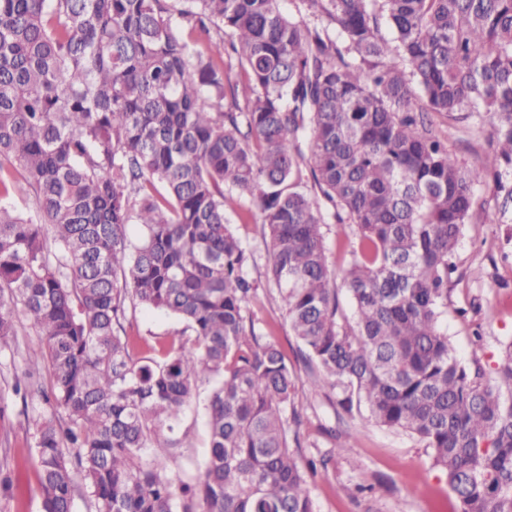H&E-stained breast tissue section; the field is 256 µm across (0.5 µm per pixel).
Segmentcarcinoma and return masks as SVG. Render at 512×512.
<instances>
[{"mask_svg": "<svg viewBox=\"0 0 512 512\" xmlns=\"http://www.w3.org/2000/svg\"><path fill=\"white\" fill-rule=\"evenodd\" d=\"M185 2L0 0V199L33 203L0 204V350L24 310L51 376L41 512H72L79 480L95 512H315L311 478L353 445L292 450L295 370L256 329L255 254L225 217L243 199L312 389L424 443L459 512H512V341L488 379L444 327L460 238L487 218L474 186L512 202V0ZM481 113L490 151L465 168L432 115ZM329 224L357 238L349 317ZM139 306L188 337L140 353ZM207 376V457L179 485L163 430Z\"/></svg>", "mask_w": 512, "mask_h": 512, "instance_id": "obj_1", "label": "carcinoma"}]
</instances>
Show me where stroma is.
Masks as SVG:
<instances>
[{"label": "stroma", "instance_id": "obj_1", "mask_svg": "<svg viewBox=\"0 0 512 512\" xmlns=\"http://www.w3.org/2000/svg\"><path fill=\"white\" fill-rule=\"evenodd\" d=\"M433 130L465 167L481 164L488 149L485 115L452 121L433 118ZM474 199L490 214L488 222L466 226L454 257L457 266L448 283V336L466 365L492 370L500 344L512 339V207L502 208L494 184L475 186ZM241 210H227L245 244L254 250L253 278L260 299L250 307L257 327L272 334L298 378L294 405L306 416L300 432L302 457L318 456L337 437L353 436L349 453L335 455L327 471L311 484L316 512H458L445 475L432 468L430 451L416 438L379 427L367 413L349 416L324 395L313 393L310 374L298 358L299 343L288 327L285 310L266 278L267 258L260 227L242 220ZM124 327L129 335L149 342L179 341L183 322L164 312L137 308ZM17 336L0 352V512H41L38 458L32 446L28 413L40 408L37 397L17 395L13 376L27 365V350L40 337L26 315L16 317ZM209 378L199 379L185 405L178 427L184 441L176 472L191 481L204 465L209 434L205 405L213 390Z\"/></svg>", "mask_w": 512, "mask_h": 512}]
</instances>
